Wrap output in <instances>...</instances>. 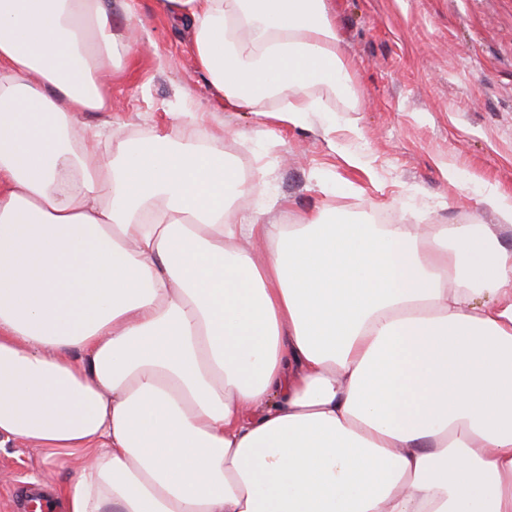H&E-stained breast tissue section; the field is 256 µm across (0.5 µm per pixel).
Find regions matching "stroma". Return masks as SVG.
I'll return each instance as SVG.
<instances>
[{
	"instance_id": "obj_1",
	"label": "stroma",
	"mask_w": 512,
	"mask_h": 512,
	"mask_svg": "<svg viewBox=\"0 0 512 512\" xmlns=\"http://www.w3.org/2000/svg\"><path fill=\"white\" fill-rule=\"evenodd\" d=\"M355 99L319 91L326 109L260 131L244 110L223 112L183 32L159 0H141L144 54L112 80V109L77 126L116 140L171 133L169 115L209 109L195 133L241 172L264 167L270 220L322 208L373 224H495L481 205L512 198V0H327ZM66 461L19 439L0 446V512L36 485L62 484Z\"/></svg>"
}]
</instances>
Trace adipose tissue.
<instances>
[{
    "mask_svg": "<svg viewBox=\"0 0 512 512\" xmlns=\"http://www.w3.org/2000/svg\"><path fill=\"white\" fill-rule=\"evenodd\" d=\"M161 4L225 109L350 88L326 0ZM139 19L0 0V436L70 458L54 512H512V200L272 224L191 110L101 153L73 115L111 111Z\"/></svg>",
    "mask_w": 512,
    "mask_h": 512,
    "instance_id": "ef3b65f1",
    "label": "adipose tissue"
}]
</instances>
